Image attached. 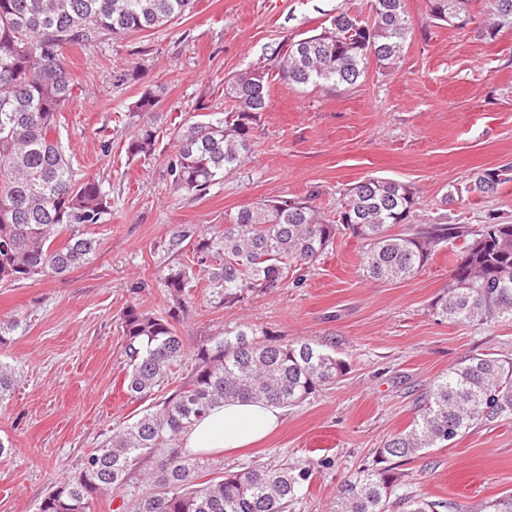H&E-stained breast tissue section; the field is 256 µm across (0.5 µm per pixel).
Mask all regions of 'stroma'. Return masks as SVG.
Masks as SVG:
<instances>
[{
    "mask_svg": "<svg viewBox=\"0 0 512 512\" xmlns=\"http://www.w3.org/2000/svg\"><path fill=\"white\" fill-rule=\"evenodd\" d=\"M342 11L370 18L371 0H196L169 26L65 49L75 96L59 118V141L78 175L101 183L110 212L90 228L99 250L88 264L0 288V323L12 327L0 362L17 371L0 407V438L14 444L0 457V512H36L57 478L147 408L121 388V314L131 303L168 311L160 271L178 259L168 248L175 229L198 232L241 206L310 194L332 217L346 189L369 176L411 188V223L512 224V181L491 196L468 190L474 173L512 168V30L486 43L473 27L435 23L425 0H406L413 38L398 68L370 66L347 89L281 79L279 50ZM247 69L267 74L270 105L246 162L207 195L171 188L168 138L154 159L128 160L125 145L137 130L129 110L143 92L160 95L159 125L170 128L224 111L225 78ZM456 248L441 244L411 278L382 283L364 275L360 243L340 236L277 292L232 308L196 294L175 323L187 349L225 325L248 323L286 341L334 346L347 364L341 381L286 408L262 443L215 455L214 469L306 465L312 476L295 512H331L340 482L372 467L377 448L409 429L438 376L474 353L512 359V322L472 326L433 313ZM401 471L397 494L481 512L486 501L512 494V416L479 422Z\"/></svg>",
    "mask_w": 512,
    "mask_h": 512,
    "instance_id": "35a3bbf8",
    "label": "stroma"
}]
</instances>
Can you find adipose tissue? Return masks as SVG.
<instances>
[{"label": "adipose tissue", "instance_id": "obj_1", "mask_svg": "<svg viewBox=\"0 0 512 512\" xmlns=\"http://www.w3.org/2000/svg\"><path fill=\"white\" fill-rule=\"evenodd\" d=\"M281 407L266 401L227 402L213 407L185 436L193 452H232L248 447L271 433L280 423Z\"/></svg>", "mask_w": 512, "mask_h": 512}]
</instances>
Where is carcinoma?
<instances>
[{
	"label": "carcinoma",
	"mask_w": 512,
	"mask_h": 512,
	"mask_svg": "<svg viewBox=\"0 0 512 512\" xmlns=\"http://www.w3.org/2000/svg\"><path fill=\"white\" fill-rule=\"evenodd\" d=\"M489 20L477 37L494 41L512 29V0H488ZM472 0H427L432 19L471 14ZM194 0H0V284L62 277L88 263L98 240L88 227L108 214L107 194L95 180L77 177L58 141V115L73 96L63 49L149 32L182 17ZM373 17L338 13L330 26L290 43L283 79L297 86L355 85L370 64L396 67L412 40L404 0H372ZM228 112L173 128L175 152L166 163L170 186L202 196L248 158L254 124L269 107L268 83L259 71L224 80ZM160 98L147 90L132 113L148 117L129 139L127 157L149 160L159 141ZM512 180L509 169L477 174L470 190L497 193ZM304 199L267 200L224 214V223L194 234L174 231L169 250L191 238V257L162 270L172 307L156 315L136 304L122 312L126 338L125 394L146 399L179 382L158 404L112 429L81 468L57 480L37 512H93L108 494L116 512H290L310 481L309 468L252 465L221 470L206 480L209 460L190 454L183 438L213 406L264 400L283 408L303 402L345 375L344 360L324 344L285 343L251 324L226 326L188 352L175 321L204 281L211 299L226 307L288 286L294 272L320 257L338 236L362 243L363 271L374 281L397 282L422 268L437 247L463 239L454 253L448 289L432 305L455 323L512 321V224L471 229L456 224L406 223L415 204L404 183L369 177L344 194L336 219H325ZM17 375L0 362V402ZM512 415V359L468 355L425 392L411 428L377 449V467L344 480L333 512H440L443 501L417 495L392 498L405 474L399 463L440 444H451L482 419Z\"/></svg>",
	"instance_id": "1"
}]
</instances>
